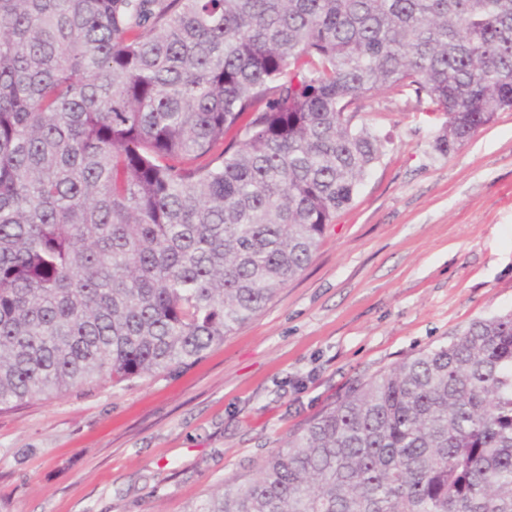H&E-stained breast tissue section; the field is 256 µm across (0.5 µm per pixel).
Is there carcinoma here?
I'll return each instance as SVG.
<instances>
[{"label":"carcinoma","instance_id":"carcinoma-1","mask_svg":"<svg viewBox=\"0 0 512 512\" xmlns=\"http://www.w3.org/2000/svg\"><path fill=\"white\" fill-rule=\"evenodd\" d=\"M412 92L512 109V0H0V407L201 358L311 262ZM188 512H512V313L358 381Z\"/></svg>","mask_w":512,"mask_h":512}]
</instances>
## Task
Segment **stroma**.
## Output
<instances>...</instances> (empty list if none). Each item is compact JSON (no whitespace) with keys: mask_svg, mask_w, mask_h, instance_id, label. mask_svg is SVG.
I'll return each mask as SVG.
<instances>
[{"mask_svg":"<svg viewBox=\"0 0 512 512\" xmlns=\"http://www.w3.org/2000/svg\"><path fill=\"white\" fill-rule=\"evenodd\" d=\"M307 268L202 359L0 410V512H188L352 383L512 313V112L434 152L415 97Z\"/></svg>","mask_w":512,"mask_h":512,"instance_id":"stroma-1","label":"stroma"}]
</instances>
